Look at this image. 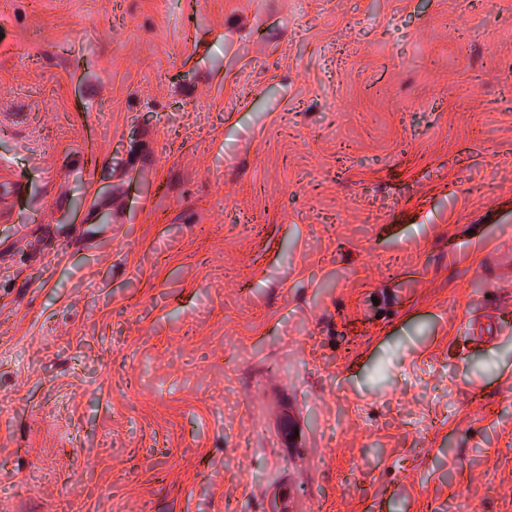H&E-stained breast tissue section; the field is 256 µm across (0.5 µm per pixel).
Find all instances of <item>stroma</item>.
<instances>
[{
  "label": "stroma",
  "mask_w": 512,
  "mask_h": 512,
  "mask_svg": "<svg viewBox=\"0 0 512 512\" xmlns=\"http://www.w3.org/2000/svg\"><path fill=\"white\" fill-rule=\"evenodd\" d=\"M512 0H0V512H512Z\"/></svg>",
  "instance_id": "stroma-1"
}]
</instances>
